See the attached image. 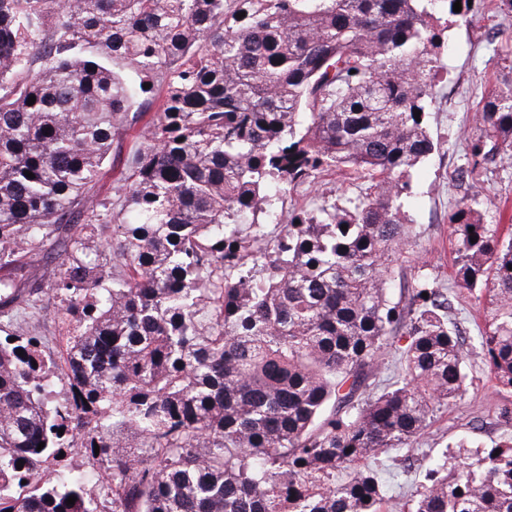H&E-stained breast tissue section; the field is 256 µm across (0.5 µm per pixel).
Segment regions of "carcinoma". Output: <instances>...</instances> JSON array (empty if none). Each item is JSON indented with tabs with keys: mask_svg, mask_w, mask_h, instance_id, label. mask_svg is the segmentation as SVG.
I'll return each mask as SVG.
<instances>
[{
	"mask_svg": "<svg viewBox=\"0 0 512 512\" xmlns=\"http://www.w3.org/2000/svg\"><path fill=\"white\" fill-rule=\"evenodd\" d=\"M455 2L0 0V512H385L367 461L400 464L468 390L451 292L396 273L411 171L438 149L435 11L474 12ZM157 86L108 219L93 187ZM477 121L472 163L512 159V82ZM340 167L369 192L274 235L245 223L272 184ZM448 224L455 284L483 299L478 348L512 391V225L475 194ZM46 302L61 402L42 338L15 329ZM499 418L477 465L429 461L407 512H512V406ZM71 448L103 465L98 496L58 459Z\"/></svg>",
	"mask_w": 512,
	"mask_h": 512,
	"instance_id": "1",
	"label": "carcinoma"
}]
</instances>
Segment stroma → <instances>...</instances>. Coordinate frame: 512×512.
Wrapping results in <instances>:
<instances>
[{
  "label": "stroma",
  "mask_w": 512,
  "mask_h": 512,
  "mask_svg": "<svg viewBox=\"0 0 512 512\" xmlns=\"http://www.w3.org/2000/svg\"><path fill=\"white\" fill-rule=\"evenodd\" d=\"M448 42L451 50L444 54L445 68L434 81L435 102L428 119L430 133L440 148L413 172L404 209L417 236L406 247L403 259L407 278L423 269L450 288L454 285V245L448 215L466 192L455 178L457 171H469V180L489 212V223L512 224V165L489 164L475 170L467 153L468 140L479 133L477 113L482 99L495 85L512 81V9L501 0H486L471 20L451 26ZM141 143L139 136L131 134L113 146V160L103 168L96 186L105 202H116L129 158ZM367 188V182L356 176L328 172L315 184L283 191L275 204V216L287 219L290 210L309 206L318 193L341 202ZM272 217L262 214L258 221L267 224ZM467 363L466 397L438 411L431 428L410 451L411 468L396 469L389 461L377 460L396 501H404L423 482L429 457L447 455L452 468L463 462L471 464L503 433L498 409L512 404V393L496 389L477 350H469Z\"/></svg>",
  "instance_id": "1"
}]
</instances>
